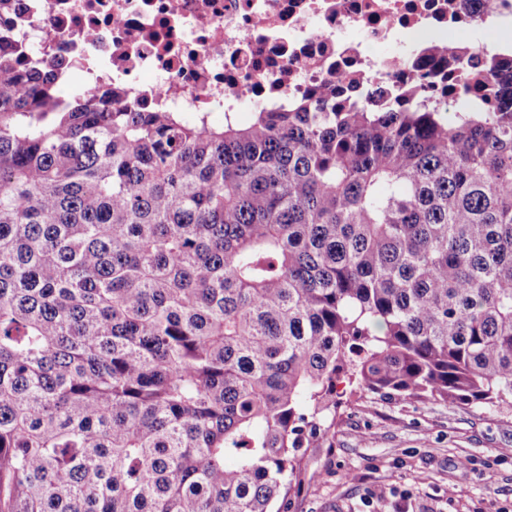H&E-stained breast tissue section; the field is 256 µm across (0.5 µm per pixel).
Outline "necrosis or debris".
Instances as JSON below:
<instances>
[{"label":"necrosis or debris","instance_id":"1","mask_svg":"<svg viewBox=\"0 0 512 512\" xmlns=\"http://www.w3.org/2000/svg\"><path fill=\"white\" fill-rule=\"evenodd\" d=\"M512 26V0H0V55L146 112H224L327 85L454 111L457 42Z\"/></svg>","mask_w":512,"mask_h":512}]
</instances>
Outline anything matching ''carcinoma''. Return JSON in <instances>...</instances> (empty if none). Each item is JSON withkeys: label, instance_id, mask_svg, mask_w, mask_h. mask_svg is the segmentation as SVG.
<instances>
[{"label": "carcinoma", "instance_id": "cac0c4a2", "mask_svg": "<svg viewBox=\"0 0 512 512\" xmlns=\"http://www.w3.org/2000/svg\"><path fill=\"white\" fill-rule=\"evenodd\" d=\"M493 61L451 123L325 87L215 127L0 58V512H272L346 395L511 406Z\"/></svg>", "mask_w": 512, "mask_h": 512}]
</instances>
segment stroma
Masks as SVG:
<instances>
[{
  "label": "stroma",
  "mask_w": 512,
  "mask_h": 512,
  "mask_svg": "<svg viewBox=\"0 0 512 512\" xmlns=\"http://www.w3.org/2000/svg\"><path fill=\"white\" fill-rule=\"evenodd\" d=\"M321 422L285 512H512V406L365 394Z\"/></svg>",
  "instance_id": "stroma-1"
}]
</instances>
